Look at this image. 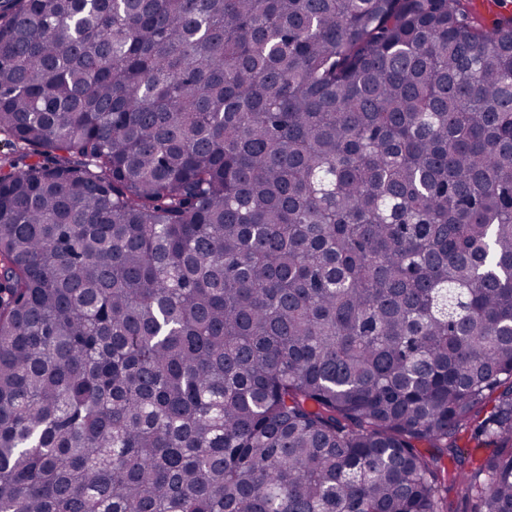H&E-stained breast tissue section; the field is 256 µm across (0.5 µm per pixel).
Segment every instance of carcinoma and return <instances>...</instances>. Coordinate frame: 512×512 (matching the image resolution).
I'll return each instance as SVG.
<instances>
[{"label": "carcinoma", "mask_w": 512, "mask_h": 512, "mask_svg": "<svg viewBox=\"0 0 512 512\" xmlns=\"http://www.w3.org/2000/svg\"><path fill=\"white\" fill-rule=\"evenodd\" d=\"M0 134V512H512L511 15L0 0Z\"/></svg>", "instance_id": "carcinoma-1"}]
</instances>
